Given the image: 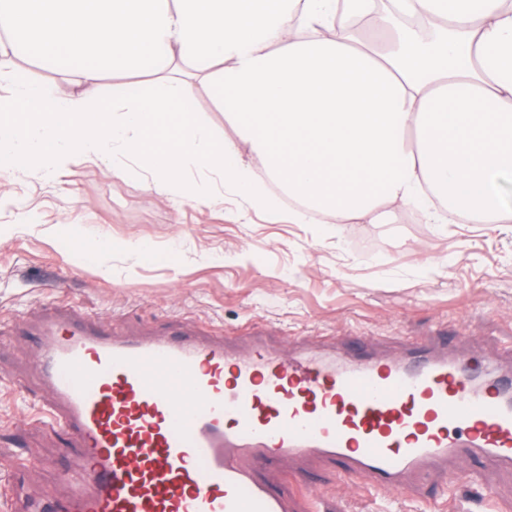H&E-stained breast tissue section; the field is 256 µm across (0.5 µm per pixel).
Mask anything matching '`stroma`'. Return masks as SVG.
Segmentation results:
<instances>
[{"instance_id": "1", "label": "stroma", "mask_w": 512, "mask_h": 512, "mask_svg": "<svg viewBox=\"0 0 512 512\" xmlns=\"http://www.w3.org/2000/svg\"><path fill=\"white\" fill-rule=\"evenodd\" d=\"M146 179L84 163L0 180V458H21L13 512L62 492L79 469L72 437L35 415L32 361L48 307L105 318L120 336L192 321L239 352L256 332L282 353L336 360L357 339L384 355L410 339L436 351L512 345L506 225L429 224L407 209L386 224H292L230 193L188 204ZM76 230L109 238L111 250H67ZM262 477L291 512H512V469L488 458L432 463L401 496L355 489L316 457Z\"/></svg>"}]
</instances>
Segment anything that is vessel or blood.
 <instances>
[{
	"label": "vessel or blood",
	"instance_id": "b4317fda",
	"mask_svg": "<svg viewBox=\"0 0 512 512\" xmlns=\"http://www.w3.org/2000/svg\"><path fill=\"white\" fill-rule=\"evenodd\" d=\"M35 368L38 406L80 443L70 489L25 512H288L256 469L341 462L346 482L394 494L425 466L484 456L512 468V378L500 349L435 355L406 344L336 364L220 336L126 338L52 309Z\"/></svg>",
	"mask_w": 512,
	"mask_h": 512
}]
</instances>
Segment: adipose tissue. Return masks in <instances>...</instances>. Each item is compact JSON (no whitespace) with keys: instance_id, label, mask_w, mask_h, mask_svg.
I'll return each mask as SVG.
<instances>
[{"instance_id":"1","label":"adipose tissue","mask_w":512,"mask_h":512,"mask_svg":"<svg viewBox=\"0 0 512 512\" xmlns=\"http://www.w3.org/2000/svg\"><path fill=\"white\" fill-rule=\"evenodd\" d=\"M0 0V55L17 44L66 67L48 88L0 68L16 109L0 115L6 159L67 168L139 158L154 184L194 205L186 180L215 173L254 211L295 224L323 214L388 223L396 207L431 224H512V5L507 0ZM390 27L404 47L378 53L333 36L337 14ZM434 29L422 41L403 18ZM150 75L148 94L100 97L104 74ZM210 82L234 134L196 118L195 78Z\"/></svg>"}]
</instances>
